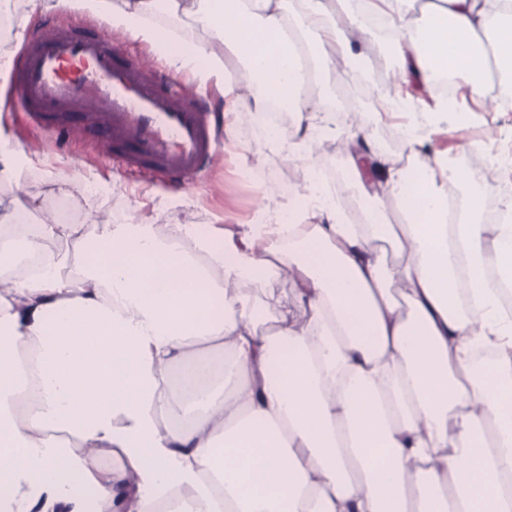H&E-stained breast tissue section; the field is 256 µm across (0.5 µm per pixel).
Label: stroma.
Instances as JSON below:
<instances>
[{
    "label": "stroma",
    "instance_id": "obj_1",
    "mask_svg": "<svg viewBox=\"0 0 512 512\" xmlns=\"http://www.w3.org/2000/svg\"><path fill=\"white\" fill-rule=\"evenodd\" d=\"M14 29L31 32L58 22L80 27L93 26L94 21L69 10L43 14L32 10L28 0H10ZM151 23L162 36L172 38L178 47L189 48L210 41L209 33L190 28L186 20L160 7L151 16ZM373 71L366 77L350 76L341 81L318 85L314 90L315 105L325 107L328 117L324 124L313 127L307 142L316 157L325 162L336 182L338 203L343 212H363L368 201L351 196L345 190L350 180L345 151L353 132L361 126L372 134L373 151L382 159L394 161L397 153L406 149L400 132V119L386 112L383 102L373 94L372 86L381 82L388 64L380 51H372ZM18 71L10 69L8 81L0 86V128L31 153L32 162L20 183H0V194L24 189L32 200L36 214H44L58 201L70 202L86 221L94 223L111 214V205L85 195L86 180L94 179L111 186L114 198L126 210L154 224H223L242 232L258 218L256 182L244 180L242 170L265 168L273 185L288 184L300 191L302 180L285 155L261 138L258 129L260 115L250 109L225 113L220 118L223 144L202 176L190 183L170 185L169 181L150 179L138 171L98 158L99 137L86 130L79 135L55 139L49 132L31 123L25 112L15 108L18 93ZM421 143L416 150L426 159L443 151L456 154L460 164L481 169L488 163L489 150L485 138L494 146L512 145V106L498 112L478 113L474 123L458 126L452 116L439 113L434 118H420ZM81 179H73L74 171Z\"/></svg>",
    "mask_w": 512,
    "mask_h": 512
}]
</instances>
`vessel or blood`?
I'll return each instance as SVG.
<instances>
[{"instance_id": "1", "label": "vessel or blood", "mask_w": 512, "mask_h": 512, "mask_svg": "<svg viewBox=\"0 0 512 512\" xmlns=\"http://www.w3.org/2000/svg\"><path fill=\"white\" fill-rule=\"evenodd\" d=\"M178 77L124 56L102 30L59 24L21 53L19 97L34 120L80 113L111 143V159L146 175L199 174L216 149L210 112L179 99Z\"/></svg>"}]
</instances>
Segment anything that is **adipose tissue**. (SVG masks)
<instances>
[{
	"label": "adipose tissue",
	"instance_id": "ef3b65f1",
	"mask_svg": "<svg viewBox=\"0 0 512 512\" xmlns=\"http://www.w3.org/2000/svg\"><path fill=\"white\" fill-rule=\"evenodd\" d=\"M30 3L108 17L230 112L312 111L303 55L325 82L366 73L372 17L400 86L450 74L512 101V0H168L212 35L176 54L145 22L159 0ZM354 138L362 224L311 189L298 126L286 228L160 234L133 215L15 234L31 202L0 195V512H512V224L483 222L480 191L448 221L451 189L496 169L417 160L378 186ZM279 273L309 314L272 330L279 299L255 297Z\"/></svg>",
	"mask_w": 512,
	"mask_h": 512
}]
</instances>
